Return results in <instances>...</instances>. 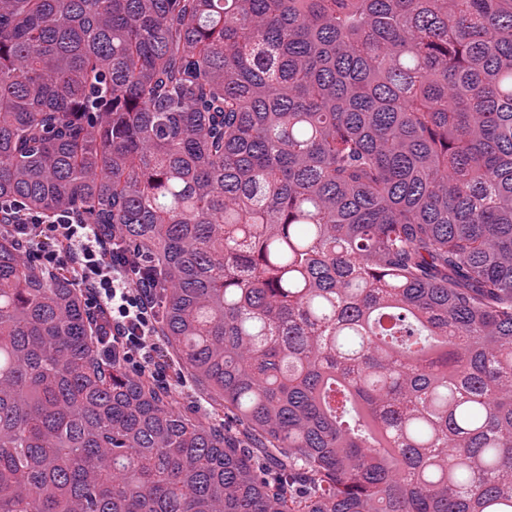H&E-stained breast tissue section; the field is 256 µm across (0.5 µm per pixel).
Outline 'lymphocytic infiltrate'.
<instances>
[{
  "label": "lymphocytic infiltrate",
  "mask_w": 512,
  "mask_h": 512,
  "mask_svg": "<svg viewBox=\"0 0 512 512\" xmlns=\"http://www.w3.org/2000/svg\"><path fill=\"white\" fill-rule=\"evenodd\" d=\"M0 223L17 234L21 243L35 244L42 264L60 269L67 261H74L75 275L88 288L90 303L102 320L105 356L119 359L154 380L166 381L149 299L155 283L144 278L130 281L123 260L107 250L103 229L78 223L68 213L46 215L2 202Z\"/></svg>",
  "instance_id": "1"
}]
</instances>
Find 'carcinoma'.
Wrapping results in <instances>:
<instances>
[{
    "label": "carcinoma",
    "mask_w": 512,
    "mask_h": 512,
    "mask_svg": "<svg viewBox=\"0 0 512 512\" xmlns=\"http://www.w3.org/2000/svg\"><path fill=\"white\" fill-rule=\"evenodd\" d=\"M1 201L209 408L3 230L0 512H512V0H0ZM0 222L19 235L21 243L36 245L35 256L42 264L58 269L76 264L78 282L89 288L90 304L102 320L106 357L170 385L149 299L156 285L142 277L131 282L123 260L106 249L104 235L112 237V224L103 230L97 224H79L68 213L46 215L2 202ZM68 257H73L70 263L65 260Z\"/></svg>",
    "instance_id": "1"
}]
</instances>
